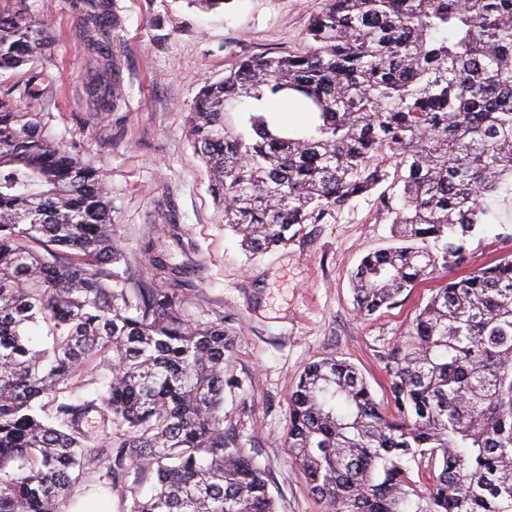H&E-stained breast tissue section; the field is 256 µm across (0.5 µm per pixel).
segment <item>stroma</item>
Instances as JSON below:
<instances>
[{
    "mask_svg": "<svg viewBox=\"0 0 512 512\" xmlns=\"http://www.w3.org/2000/svg\"><path fill=\"white\" fill-rule=\"evenodd\" d=\"M72 2L28 0L31 19L53 38L33 66L47 74V88L29 93L33 68L5 69L0 97L41 113L51 140L100 171L127 287L175 289L187 324L220 322L233 331L224 358L226 439L264 468L277 512H323L288 447L291 389L309 363L332 356L354 364L387 403L386 355L429 286L404 292L395 308L357 312L353 271L365 254L392 244V219L372 195L303 225L286 247L246 253L225 227L188 134L189 107L204 82L248 56L302 51L322 0H226L214 10L190 0H114L121 26L108 64L80 36ZM108 90L118 98L111 108L103 102ZM468 248L474 268L512 254V191L491 201ZM159 254L172 274L153 268ZM101 473L87 463L70 490L74 512H125L132 493H147L154 482L132 472L109 489Z\"/></svg>",
    "mask_w": 512,
    "mask_h": 512,
    "instance_id": "stroma-1",
    "label": "stroma"
}]
</instances>
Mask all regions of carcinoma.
<instances>
[{"label":"carcinoma","instance_id":"cac0c4a2","mask_svg":"<svg viewBox=\"0 0 512 512\" xmlns=\"http://www.w3.org/2000/svg\"><path fill=\"white\" fill-rule=\"evenodd\" d=\"M0 11V70L51 43L25 0ZM103 48L112 0H79ZM301 53L241 60L190 107L194 150L224 223L248 252L286 244L388 180L378 196L399 245L353 280L371 315L439 269L469 265L467 238L512 182V0H324ZM295 100L306 130L267 103ZM241 114V128L225 115ZM99 172L49 140L39 113L0 98V512H71L88 461L112 488L152 474L128 512H275L265 471L224 437L222 323L189 327L167 288L133 295L117 264ZM38 326L45 347L30 344ZM389 356L396 413L350 363L309 364L292 389L288 448L325 512H406L403 458L428 459L432 512H512V258L432 290ZM112 361L91 398L59 400ZM52 396V420L36 401ZM126 429L113 434L112 425Z\"/></svg>","mask_w":512,"mask_h":512}]
</instances>
